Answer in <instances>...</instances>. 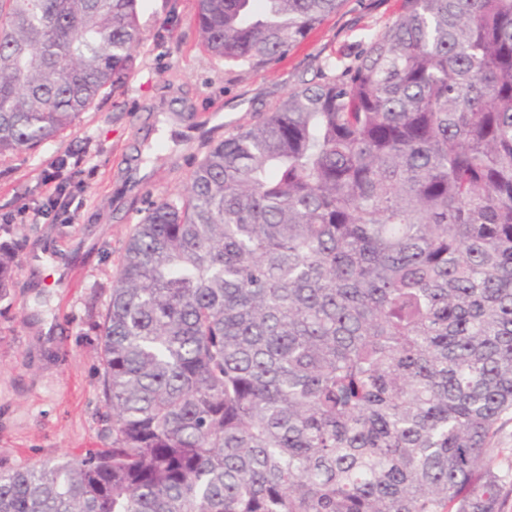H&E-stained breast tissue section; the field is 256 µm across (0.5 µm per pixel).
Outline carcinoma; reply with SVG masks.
Here are the masks:
<instances>
[{"instance_id":"carcinoma-1","label":"carcinoma","mask_w":512,"mask_h":512,"mask_svg":"<svg viewBox=\"0 0 512 512\" xmlns=\"http://www.w3.org/2000/svg\"><path fill=\"white\" fill-rule=\"evenodd\" d=\"M197 2L207 52L260 63L342 0ZM402 2L148 204L99 323L111 443L0 472V512H500L512 0ZM140 41L138 0H0V156Z\"/></svg>"}]
</instances>
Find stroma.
I'll use <instances>...</instances> for the list:
<instances>
[{"instance_id":"stroma-1","label":"stroma","mask_w":512,"mask_h":512,"mask_svg":"<svg viewBox=\"0 0 512 512\" xmlns=\"http://www.w3.org/2000/svg\"><path fill=\"white\" fill-rule=\"evenodd\" d=\"M138 5L125 86L104 90L59 138L0 157V244L18 255L0 298V471L109 445L98 325L146 201L183 192L211 147L325 62L349 64L402 10V0H344L285 57L253 64L204 50L197 0ZM54 172L70 181L65 211L48 206ZM490 446L512 512V413Z\"/></svg>"}]
</instances>
